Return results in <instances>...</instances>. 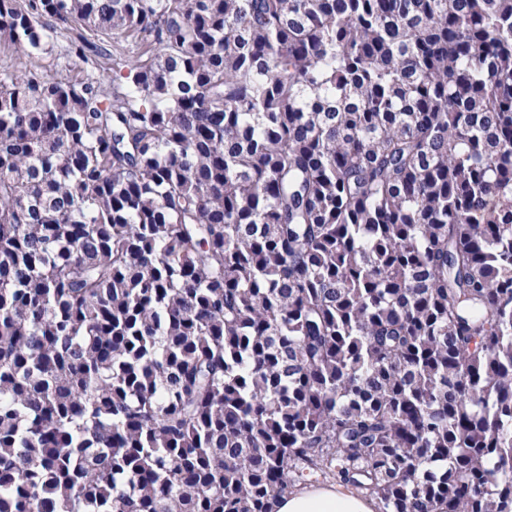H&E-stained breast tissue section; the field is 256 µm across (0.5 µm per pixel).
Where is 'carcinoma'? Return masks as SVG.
Listing matches in <instances>:
<instances>
[{"label": "carcinoma", "mask_w": 512, "mask_h": 512, "mask_svg": "<svg viewBox=\"0 0 512 512\" xmlns=\"http://www.w3.org/2000/svg\"><path fill=\"white\" fill-rule=\"evenodd\" d=\"M0 38V512L306 471L512 512V0H0ZM42 70L54 77H75L79 74L72 61L69 60L61 47H58L52 54L45 55L40 60Z\"/></svg>", "instance_id": "cac0c4a2"}]
</instances>
